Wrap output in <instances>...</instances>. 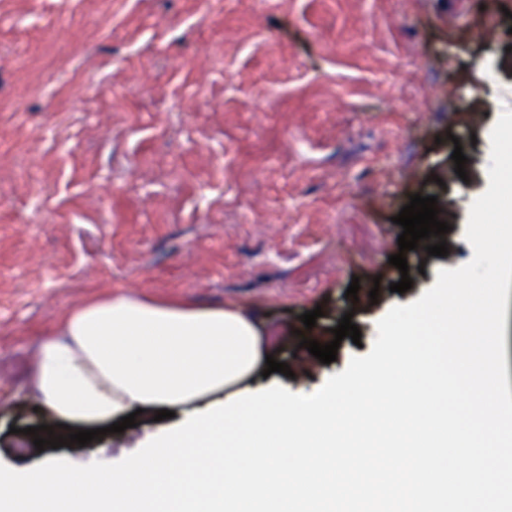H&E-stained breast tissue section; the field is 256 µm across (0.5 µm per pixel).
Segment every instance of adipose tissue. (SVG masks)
I'll return each mask as SVG.
<instances>
[{
  "label": "adipose tissue",
  "mask_w": 512,
  "mask_h": 512,
  "mask_svg": "<svg viewBox=\"0 0 512 512\" xmlns=\"http://www.w3.org/2000/svg\"><path fill=\"white\" fill-rule=\"evenodd\" d=\"M267 353L257 323L236 309L104 296L72 306L42 336L30 389L77 428L139 409L188 414L215 394L248 391Z\"/></svg>",
  "instance_id": "adipose-tissue-1"
}]
</instances>
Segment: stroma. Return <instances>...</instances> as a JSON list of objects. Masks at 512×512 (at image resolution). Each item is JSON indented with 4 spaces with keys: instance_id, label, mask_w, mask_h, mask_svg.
Here are the masks:
<instances>
[{
    "instance_id": "stroma-1",
    "label": "stroma",
    "mask_w": 512,
    "mask_h": 512,
    "mask_svg": "<svg viewBox=\"0 0 512 512\" xmlns=\"http://www.w3.org/2000/svg\"><path fill=\"white\" fill-rule=\"evenodd\" d=\"M507 109L512 0H0V463H116L173 426L33 447L30 428L69 434L28 393L39 338L98 294L288 326L275 359L309 372L251 384L319 389L471 259L465 215ZM414 194L436 197L450 229L428 242L448 254L405 252L400 294L393 218ZM347 314L361 338L336 361L301 347Z\"/></svg>"
}]
</instances>
